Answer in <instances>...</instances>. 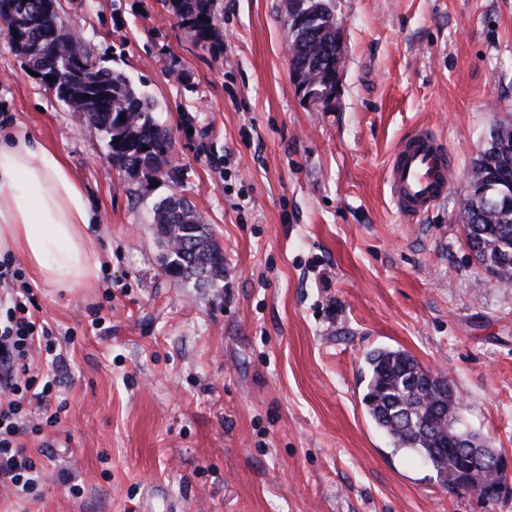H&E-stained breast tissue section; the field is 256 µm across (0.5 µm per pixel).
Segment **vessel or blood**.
<instances>
[{
	"label": "vessel or blood",
	"mask_w": 512,
	"mask_h": 512,
	"mask_svg": "<svg viewBox=\"0 0 512 512\" xmlns=\"http://www.w3.org/2000/svg\"><path fill=\"white\" fill-rule=\"evenodd\" d=\"M451 169L447 145L429 131H418L395 150L388 173L393 200L406 217H419L439 204Z\"/></svg>",
	"instance_id": "vessel-or-blood-1"
}]
</instances>
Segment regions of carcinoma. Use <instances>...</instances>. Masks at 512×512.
<instances>
[{
	"label": "carcinoma",
	"mask_w": 512,
	"mask_h": 512,
	"mask_svg": "<svg viewBox=\"0 0 512 512\" xmlns=\"http://www.w3.org/2000/svg\"><path fill=\"white\" fill-rule=\"evenodd\" d=\"M218 0H165L180 26L189 30L202 47L219 40ZM43 0H0V25L16 33L25 47L27 69L53 71L47 88L71 112L86 110L87 99L98 106L89 121L104 132L112 162L120 170L137 173L147 182H178L181 169L170 156L171 136L154 117L147 97L138 93L127 75L101 65L94 55L71 43L55 10H41ZM309 15L298 28L288 27L290 63L311 80L327 76L336 45L329 39L335 16L325 0L305 3ZM206 17L207 21L200 20ZM83 57L88 72L84 80L64 64ZM149 151H143V148ZM481 163L507 168L512 178V155L504 158L486 144L476 157ZM480 210L479 223L468 225L476 260L499 280L512 283V203L493 192L473 191L465 212ZM158 240L165 247L177 245L172 261L164 263L169 278L193 286L216 288L224 280V252L210 225L187 199L171 193L156 203L153 220ZM367 392L363 401L373 424L396 449L416 452L444 486L463 487L466 468L475 455L493 449L476 433L469 446L455 443L461 404L447 377L424 368L401 349L377 348L365 355Z\"/></svg>",
	"instance_id": "obj_1"
}]
</instances>
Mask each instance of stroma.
Instances as JSON below:
<instances>
[{"label": "stroma", "mask_w": 512, "mask_h": 512, "mask_svg": "<svg viewBox=\"0 0 512 512\" xmlns=\"http://www.w3.org/2000/svg\"><path fill=\"white\" fill-rule=\"evenodd\" d=\"M326 2L345 62L322 109L291 81L285 0H219L216 53L163 0H58L64 26L153 103L175 186L116 169L0 29V133L66 159L100 263L83 288L30 283L68 410L26 441L52 445L39 500L0 488V512H512V492L443 486L363 402L365 354L406 350L512 457V285L475 260L459 211L484 134L512 124V0ZM423 128L452 177L410 223L387 169ZM174 191L222 244V287L164 276L152 216Z\"/></svg>", "instance_id": "obj_1"}]
</instances>
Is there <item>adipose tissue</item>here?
Returning <instances> with one entry per match:
<instances>
[{
  "label": "adipose tissue",
  "mask_w": 512,
  "mask_h": 512,
  "mask_svg": "<svg viewBox=\"0 0 512 512\" xmlns=\"http://www.w3.org/2000/svg\"><path fill=\"white\" fill-rule=\"evenodd\" d=\"M91 209L56 150L24 138L0 141V253L23 254L44 284L84 287L99 272Z\"/></svg>",
  "instance_id": "adipose-tissue-1"
}]
</instances>
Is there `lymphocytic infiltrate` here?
I'll return each instance as SVG.
<instances>
[{
    "label": "lymphocytic infiltrate",
    "instance_id": "lymphocytic-infiltrate-1",
    "mask_svg": "<svg viewBox=\"0 0 512 512\" xmlns=\"http://www.w3.org/2000/svg\"><path fill=\"white\" fill-rule=\"evenodd\" d=\"M23 271L11 256L0 258V486L20 499L33 497L48 478L23 440L56 428L67 410L53 378L34 371L32 350L43 346L52 353L51 329L39 321L33 290L22 281ZM36 403L39 418L24 413V402Z\"/></svg>",
    "mask_w": 512,
    "mask_h": 512
}]
</instances>
